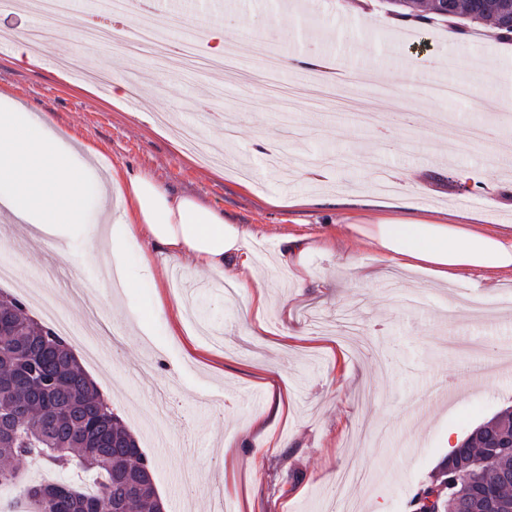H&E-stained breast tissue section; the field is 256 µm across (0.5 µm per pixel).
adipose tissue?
<instances>
[{
	"label": "adipose tissue",
	"instance_id": "obj_1",
	"mask_svg": "<svg viewBox=\"0 0 512 512\" xmlns=\"http://www.w3.org/2000/svg\"><path fill=\"white\" fill-rule=\"evenodd\" d=\"M26 238L47 242L89 232L112 252L143 240L140 261L151 270L152 249L172 262L187 259L224 280L255 314L267 297L253 292L250 228L231 223L223 208L174 192L148 173L103 166L101 154L66 140L44 113L0 94V213ZM350 234L377 249L388 266L419 271L436 281L465 272L483 287L512 273V231L478 224H329L314 235H288L282 263L304 283L305 258L333 252Z\"/></svg>",
	"mask_w": 512,
	"mask_h": 512
}]
</instances>
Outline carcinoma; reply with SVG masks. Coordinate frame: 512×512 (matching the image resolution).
I'll return each instance as SVG.
<instances>
[{
    "mask_svg": "<svg viewBox=\"0 0 512 512\" xmlns=\"http://www.w3.org/2000/svg\"><path fill=\"white\" fill-rule=\"evenodd\" d=\"M487 0H448L441 12H427L423 0H389L396 16L428 23L435 17L484 21ZM14 312L4 313L6 335H0V378L15 376L30 353L39 360L13 387H0V422L22 404L30 418L0 430V485L18 480L15 463L28 458L59 470L78 468L97 490L89 493L65 482L23 488L9 512H120L127 500L145 504L159 500L151 462L138 441L112 410L78 361L54 355L68 343L53 329L28 322L18 299ZM512 436V415H495L480 426L441 467L415 499L416 512H482V494H495L498 512H512V454L491 444Z\"/></svg>",
    "mask_w": 512,
    "mask_h": 512,
    "instance_id": "1",
    "label": "carcinoma"
}]
</instances>
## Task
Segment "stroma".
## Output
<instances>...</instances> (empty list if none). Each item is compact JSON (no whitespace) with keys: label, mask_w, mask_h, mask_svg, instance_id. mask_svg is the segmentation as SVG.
<instances>
[{"label":"stroma","mask_w":512,"mask_h":512,"mask_svg":"<svg viewBox=\"0 0 512 512\" xmlns=\"http://www.w3.org/2000/svg\"><path fill=\"white\" fill-rule=\"evenodd\" d=\"M286 11L281 0H157L161 37L129 54L124 40L104 48L113 81L134 79L140 104L115 106L89 77L67 80V66L47 69L0 50V93L46 113L68 137L100 150L118 166L152 174L172 190L224 209L249 227L258 267L253 283L269 297L267 332L251 335L246 302L216 284L207 270L154 256L147 278L137 246L121 261L142 286L124 296L97 284L110 253L90 251L83 238L32 249L12 224L0 221V252L48 302L83 325L96 311L108 333L96 337L98 359L83 368L137 437L153 463V483L166 512H414L413 500L447 459L449 431L459 435L512 407V375L499 367L512 353V281L479 288L474 278L444 285L415 272L382 270L377 256L350 236L336 252H314L305 287L277 263L280 239L313 234L327 224H375L404 219L450 224L512 225V120L485 99L512 106V54L491 25H467L464 39L437 20L420 40L401 46L386 0H309ZM280 18L287 37L271 38L278 58L315 51L348 77L311 95L319 77L278 66L246 46L236 24ZM219 21L229 65H211L201 26ZM460 58L453 71L420 77L414 61ZM491 66L489 83L476 66ZM399 75L401 106L380 93L370 71ZM469 85L467 98L439 100L433 84ZM194 125L216 156L200 164L173 130ZM237 136L224 138L225 125ZM482 126L472 151L449 148L453 132ZM275 139L288 160L324 152L354 153L348 168L317 167L282 180L255 152L258 136ZM390 147H383V140ZM489 169L494 188H478L464 173ZM283 207L270 206V199ZM374 271L363 283L355 267ZM177 296L190 334L172 333L164 319H143L153 280ZM293 331L292 343L282 332ZM469 377L470 385L441 399L436 381ZM288 391V407L273 416L265 381ZM259 393L247 407L241 389ZM237 445L225 447V435ZM199 471L195 490L183 475Z\"/></svg>","instance_id":"35a3bbf8"}]
</instances>
